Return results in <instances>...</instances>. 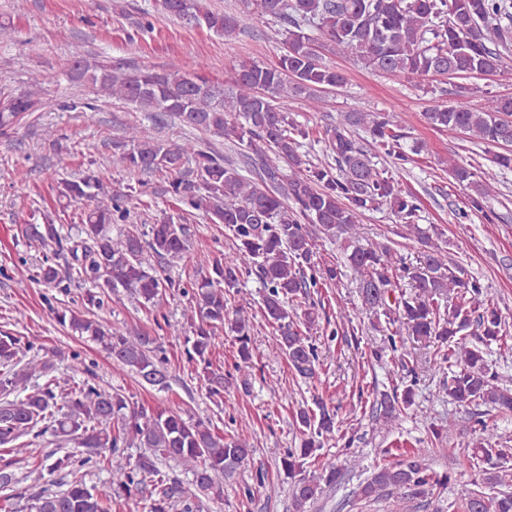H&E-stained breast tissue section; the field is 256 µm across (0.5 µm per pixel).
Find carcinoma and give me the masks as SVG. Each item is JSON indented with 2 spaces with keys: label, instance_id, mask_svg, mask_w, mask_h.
Returning <instances> with one entry per match:
<instances>
[{
  "label": "carcinoma",
  "instance_id": "1",
  "mask_svg": "<svg viewBox=\"0 0 512 512\" xmlns=\"http://www.w3.org/2000/svg\"><path fill=\"white\" fill-rule=\"evenodd\" d=\"M157 2L163 13L227 38L240 27L236 14L212 10L204 0ZM243 7L282 23L288 52L274 65L241 62L227 90L197 71L181 74L145 67L124 72L83 58L72 61L78 79L135 106L151 121L126 127L118 158L122 166L134 173L166 176L168 193L202 212L209 223L224 225L233 236L235 256L205 259L190 287L183 289L191 295L185 313L192 333L187 354L201 366L199 377L207 394L224 400L226 378L211 361L219 332L226 330L237 341L235 370L254 357L253 317L242 308L230 309L226 299L243 275L254 271L263 283L261 311L289 367L296 375L313 379L318 354L302 331L318 318L315 305L307 304L310 289L341 283L348 268L358 276L362 306L384 317L392 351L399 352L398 361L408 373L414 372L410 354L398 351L396 341L402 326L418 339L448 344L441 354L448 375L438 395L459 407L484 405L499 415H512V388L487 360L491 345L506 338L505 322L480 280L449 264L438 228L418 224L416 198L393 174L415 162L420 146L407 144L390 112H348L343 122L324 131L332 161L315 164L300 152L310 131L291 117L289 106L291 98L303 95L319 110L326 105L321 93L346 83L342 71L321 61L320 48L350 54L370 70L394 77L446 73L457 100H432L425 119L438 130L468 133L499 149L492 163L510 169L512 97L489 95L485 105L475 109L466 101L474 89L464 81L477 73L502 70L504 53L512 51V0H243ZM39 85V76H31V90L0 105L1 132L35 111ZM166 117L251 150L260 160L261 183L240 174L223 154L197 140L179 143L156 137L155 125ZM380 156L390 159L394 170L377 167ZM190 161L192 168L186 166ZM448 173L467 191L471 213L488 222L497 218L489 206L498 196L491 179H476V173L452 159ZM56 191L69 202L88 203V208L73 235L63 234V225L50 221L21 228L27 242L70 256L63 268L43 263L35 280L61 295L70 294L80 281L91 288L82 297L83 309L60 311L51 305L49 310L61 326L89 338L140 382L166 388L169 360L158 338L140 330L114 334L95 310L119 288L146 304L161 303L173 287L165 266L186 252V225L164 212L145 231L126 227L137 189L131 184L112 188L109 175L100 169L61 180ZM383 206L423 248L419 265L406 264L388 243L346 249L341 261L321 257L318 239L351 233L365 212ZM147 250L163 264L146 262ZM402 278L416 289L410 300L394 296ZM443 296L448 298L445 308L439 304ZM470 335L475 341L468 340ZM23 356L20 338L0 331V393L14 395L0 403V487L25 502L29 512H112V495L87 485L82 473L106 452L112 454L111 484L126 496H140L146 512H202L203 499L223 497L224 477L253 459L254 448L246 437L225 438L208 420L140 406L120 389L106 391L87 379L60 394L56 379L30 387L31 378L52 369L53 358L63 359L65 353L54 351L49 358L26 364ZM413 403L410 384L400 393L381 394L372 413L377 422L388 425ZM314 405L296 411L303 439L300 447L287 449L281 458L291 479L292 512H307L308 505L344 478V467L334 462L323 464L316 475L303 474L304 459L337 424V410L319 400ZM36 428L86 449L78 465L64 455L44 466L49 475L63 472L69 477L61 492L23 486L12 472L23 449L8 444ZM470 434L471 453L463 464L479 470L486 490H474L471 482L452 472L440 476L421 457L410 455L379 468L359 486V494L426 497L437 486L453 484L462 512H512V468L506 466L512 450L492 446L489 425L479 413L470 416ZM130 448L139 453H127ZM164 460L178 466L184 478L163 475Z\"/></svg>",
  "mask_w": 512,
  "mask_h": 512
}]
</instances>
